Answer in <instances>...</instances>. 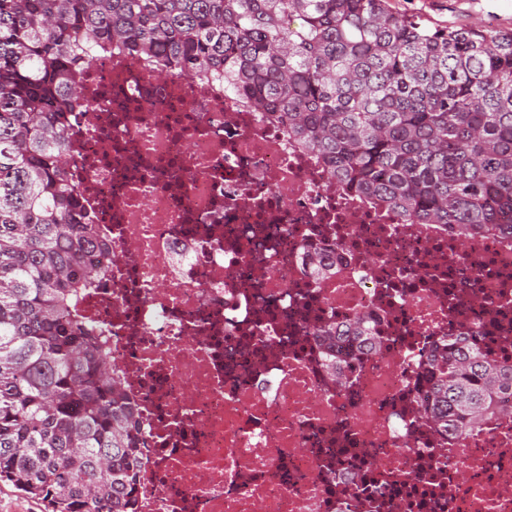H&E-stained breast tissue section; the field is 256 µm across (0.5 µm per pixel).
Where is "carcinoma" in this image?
<instances>
[{
    "label": "carcinoma",
    "instance_id": "cac0c4a2",
    "mask_svg": "<svg viewBox=\"0 0 512 512\" xmlns=\"http://www.w3.org/2000/svg\"><path fill=\"white\" fill-rule=\"evenodd\" d=\"M99 53L224 81L411 224L512 236V32L432 29L386 0H0V480L45 512H137L139 412L80 309L109 249L67 173ZM325 333L376 345L364 318ZM427 373L420 406L446 439L512 411V360L470 336Z\"/></svg>",
    "mask_w": 512,
    "mask_h": 512
}]
</instances>
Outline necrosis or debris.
<instances>
[{
  "label": "necrosis or debris",
  "mask_w": 512,
  "mask_h": 512,
  "mask_svg": "<svg viewBox=\"0 0 512 512\" xmlns=\"http://www.w3.org/2000/svg\"><path fill=\"white\" fill-rule=\"evenodd\" d=\"M156 65L96 58L73 114L111 245L84 310L142 415L139 512H512V415L447 440L418 404L440 341L512 356V238L400 223L223 82ZM362 317L371 352L319 334Z\"/></svg>",
  "instance_id": "4bbe7bcc"
}]
</instances>
